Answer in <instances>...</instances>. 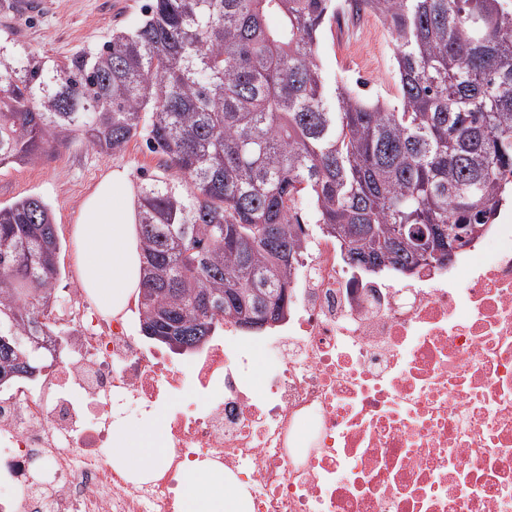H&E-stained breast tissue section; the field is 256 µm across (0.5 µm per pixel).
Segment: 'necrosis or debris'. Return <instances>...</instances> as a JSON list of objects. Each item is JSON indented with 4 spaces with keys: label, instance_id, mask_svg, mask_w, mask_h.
<instances>
[{
    "label": "necrosis or debris",
    "instance_id": "1",
    "mask_svg": "<svg viewBox=\"0 0 512 512\" xmlns=\"http://www.w3.org/2000/svg\"><path fill=\"white\" fill-rule=\"evenodd\" d=\"M291 287L272 334L225 321L186 370L73 289L45 339L58 368L0 395V512H177L196 459L248 512H512V222L405 288L319 237ZM132 411L161 415L146 481L112 462Z\"/></svg>",
    "mask_w": 512,
    "mask_h": 512
}]
</instances>
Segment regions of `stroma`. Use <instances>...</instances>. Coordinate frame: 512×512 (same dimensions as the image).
Instances as JSON below:
<instances>
[{
	"mask_svg": "<svg viewBox=\"0 0 512 512\" xmlns=\"http://www.w3.org/2000/svg\"><path fill=\"white\" fill-rule=\"evenodd\" d=\"M10 2L0 0V32L12 33L26 51L64 64L77 54L99 49L113 30L134 29L143 18L146 0H45L36 14L14 12ZM394 49L389 29L372 17L342 28L328 21L319 34L316 54L328 81L342 80L363 96L393 101L399 85ZM160 163L159 155L139 137L117 155L74 146L45 163L0 167V206L37 196L53 210L61 245L56 304L67 301L76 286L73 229L81 201L108 169L127 168L138 185L158 174Z\"/></svg>",
	"mask_w": 512,
	"mask_h": 512,
	"instance_id": "obj_1",
	"label": "stroma"
}]
</instances>
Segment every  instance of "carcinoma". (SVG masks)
Segmentation results:
<instances>
[{
  "label": "carcinoma",
  "mask_w": 512,
  "mask_h": 512,
  "mask_svg": "<svg viewBox=\"0 0 512 512\" xmlns=\"http://www.w3.org/2000/svg\"><path fill=\"white\" fill-rule=\"evenodd\" d=\"M348 3L394 35L393 103L326 91L316 46L336 0H150L64 65L0 33V165L141 136L164 157L137 200L143 336L207 340L282 308L310 224L403 276L409 226H431L445 261L454 226L491 223L512 195V0ZM59 253L43 199L0 206V387L52 354Z\"/></svg>",
  "instance_id": "cac0c4a2"
}]
</instances>
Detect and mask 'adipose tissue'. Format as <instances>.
Masks as SVG:
<instances>
[{
	"label": "adipose tissue",
	"mask_w": 512,
	"mask_h": 512,
	"mask_svg": "<svg viewBox=\"0 0 512 512\" xmlns=\"http://www.w3.org/2000/svg\"><path fill=\"white\" fill-rule=\"evenodd\" d=\"M136 192L127 170H110L81 205L74 237L80 288L100 312L129 317V303L141 286L143 264L137 231ZM165 448L157 425L117 423L112 460L138 480L154 477L163 466ZM181 512H247L243 493L222 472L185 465L180 475Z\"/></svg>",
	"instance_id": "1"
}]
</instances>
